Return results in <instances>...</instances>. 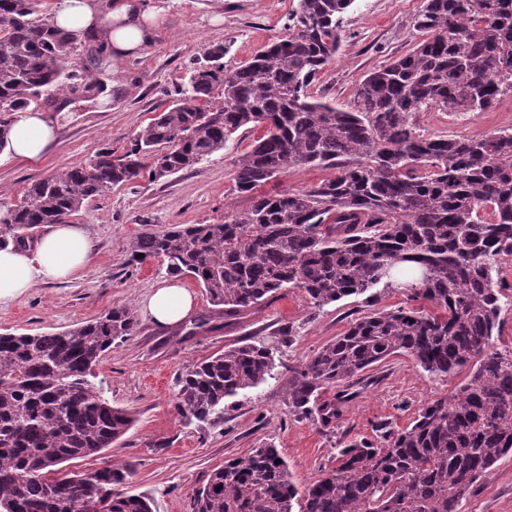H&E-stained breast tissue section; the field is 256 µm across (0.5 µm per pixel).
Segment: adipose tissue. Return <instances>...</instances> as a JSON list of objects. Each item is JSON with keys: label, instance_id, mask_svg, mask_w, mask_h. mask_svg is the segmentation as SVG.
I'll return each mask as SVG.
<instances>
[{"label": "adipose tissue", "instance_id": "1", "mask_svg": "<svg viewBox=\"0 0 512 512\" xmlns=\"http://www.w3.org/2000/svg\"><path fill=\"white\" fill-rule=\"evenodd\" d=\"M162 10L154 0H55L50 20L64 35L84 40L94 35L113 66L139 56L150 46L160 26ZM61 115L27 108L16 112L10 133V152L38 161L51 149ZM95 243L83 225H53L34 244L0 251V310L38 283L71 278L92 260ZM194 304L179 284L153 289L143 309L160 326L185 319Z\"/></svg>", "mask_w": 512, "mask_h": 512}]
</instances>
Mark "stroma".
I'll return each mask as SVG.
<instances>
[{
    "mask_svg": "<svg viewBox=\"0 0 512 512\" xmlns=\"http://www.w3.org/2000/svg\"><path fill=\"white\" fill-rule=\"evenodd\" d=\"M157 4L164 10L159 36L140 57L126 62L125 85L113 86L110 62L91 61L86 47H78L74 69L85 82L106 85L112 106L99 109L92 91L63 93L61 100L70 104L71 112L40 163L0 153V207L17 202L30 183L84 163L100 148L122 151L188 82L197 60L220 48L225 69L244 65L283 34L297 0ZM421 4L422 0H354L342 18V48L318 75L312 94L337 108L351 109L360 82L419 41L412 19ZM416 125L433 136L488 135L512 127V96L504 95L487 112H422ZM260 134L257 128L237 132L194 169L157 181L137 180L90 200L73 221L85 225L95 241L92 262L71 280L35 285L0 311V332H58L115 305L139 310L167 276L156 260L126 265L130 242L143 232L175 224L221 223L229 204L247 207L249 197L234 190L235 162ZM180 282L194 295L188 318L162 328L140 314L136 334L106 353L97 369L105 397L133 415V426L112 447L77 464L84 472L108 466L127 470L128 491L149 497L153 512H190L193 490L212 470L270 439L287 461L293 483L305 488L322 470L334 466L339 440L374 437L375 425L382 422L405 428L418 408L450 395L457 384L456 379L423 372L408 355H392L353 377L351 399L342 416L333 432L322 433L312 421L289 415L288 366L304 363L370 308L410 307L407 292L381 289L375 304L361 295L318 310L304 292L291 288L267 308L228 324L223 309L209 303L196 280L184 276ZM287 328L293 338L280 347L271 378L230 399L223 422L200 425L178 414L177 380L186 367L245 341L275 342ZM460 512H512V454L483 474Z\"/></svg>",
    "mask_w": 512,
    "mask_h": 512,
    "instance_id": "1",
    "label": "stroma"
}]
</instances>
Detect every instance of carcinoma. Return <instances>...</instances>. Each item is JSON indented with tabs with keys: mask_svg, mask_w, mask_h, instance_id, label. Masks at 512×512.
Returning <instances> with one entry per match:
<instances>
[{
	"mask_svg": "<svg viewBox=\"0 0 512 512\" xmlns=\"http://www.w3.org/2000/svg\"><path fill=\"white\" fill-rule=\"evenodd\" d=\"M354 0H298L283 35L251 61L224 69L220 49L191 71L178 97L117 153L101 148L79 166L31 183L0 208V250L23 247L44 226L147 175L193 169L240 129L263 133L236 162L245 209L222 224L144 232L126 264L161 262L190 276L228 318H245L288 288L316 309L399 279L433 310H378L353 320L309 360L288 367V413L329 430L348 395L323 388L394 354L435 375L464 376L403 429L382 423L376 441L340 443L336 466L299 492L272 443L224 461L195 490L191 512H459L483 474L512 453V345L497 347L502 289L493 272L512 255V130L440 138L417 130L428 109L484 112L512 92V0H423L422 40L370 73L352 111L309 93L341 45ZM41 0H0V151L13 114L77 89V51L40 10ZM296 167L336 168L299 191L257 188ZM126 305L51 334L0 333V512H152L125 491L128 473L63 464L112 446L131 427L96 385L103 356L136 333ZM278 346L244 343L186 369L175 407L189 420L224 421V401L271 377ZM281 463H275V460Z\"/></svg>",
	"mask_w": 512,
	"mask_h": 512,
	"instance_id": "obj_1",
	"label": "carcinoma"
}]
</instances>
